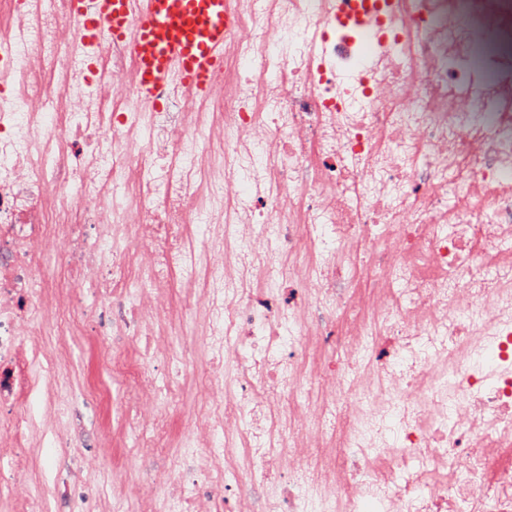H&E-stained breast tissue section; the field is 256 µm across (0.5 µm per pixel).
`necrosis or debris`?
Segmentation results:
<instances>
[{"label": "necrosis or debris", "mask_w": 512, "mask_h": 512, "mask_svg": "<svg viewBox=\"0 0 512 512\" xmlns=\"http://www.w3.org/2000/svg\"><path fill=\"white\" fill-rule=\"evenodd\" d=\"M74 25L68 0H32L24 47L0 46L21 85L0 93V460L12 475L26 474L36 434L56 451L55 512H113L128 496L139 512L162 501L173 512H512V465L491 464L493 444L512 439V294L500 291L512 282V0H242L206 122L174 95L140 112L126 53L104 31L59 38ZM256 145L263 190L249 203L237 171ZM191 149L207 151L209 170L186 165ZM150 160L166 193L130 175ZM215 201L223 232H195L191 215ZM228 237L247 249L232 267ZM274 266L286 286L271 301L261 284ZM62 270L89 290L106 334L150 340L137 360L107 357L139 482L84 424L105 390L71 389L59 417L34 412L58 379L32 372L44 338L83 311L44 299ZM179 286L184 313L211 311L219 328L175 347L164 325ZM301 306L305 331L333 351L313 365L281 334ZM203 343L215 355L174 482L154 463L178 385L152 371ZM314 392L323 410L295 406ZM385 394L401 434L375 478L374 441L337 433L336 404ZM335 437L336 456L316 463L311 449ZM228 438L247 452L230 480ZM336 469L347 480L323 482Z\"/></svg>", "instance_id": "obj_1"}]
</instances>
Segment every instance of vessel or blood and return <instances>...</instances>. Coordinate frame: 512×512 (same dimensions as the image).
<instances>
[{
    "instance_id": "obj_1",
    "label": "vessel or blood",
    "mask_w": 512,
    "mask_h": 512,
    "mask_svg": "<svg viewBox=\"0 0 512 512\" xmlns=\"http://www.w3.org/2000/svg\"><path fill=\"white\" fill-rule=\"evenodd\" d=\"M239 8L240 0H70L80 39H96L105 27L128 47L143 112L164 108L168 90L188 108L223 96L217 75Z\"/></svg>"
}]
</instances>
